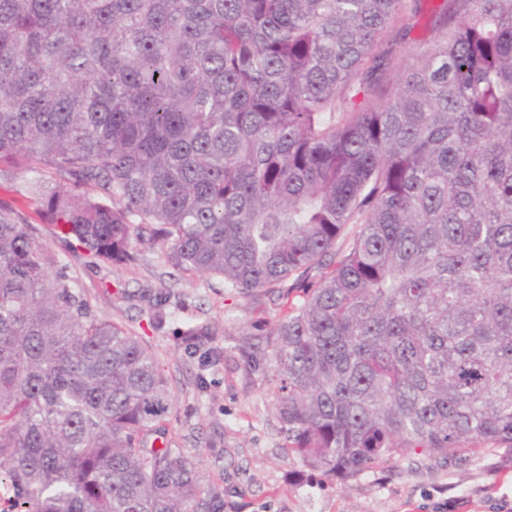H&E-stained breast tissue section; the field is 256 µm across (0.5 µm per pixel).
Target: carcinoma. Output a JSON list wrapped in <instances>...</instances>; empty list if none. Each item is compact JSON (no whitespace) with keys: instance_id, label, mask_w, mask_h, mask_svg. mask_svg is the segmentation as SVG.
<instances>
[{"instance_id":"carcinoma-1","label":"carcinoma","mask_w":512,"mask_h":512,"mask_svg":"<svg viewBox=\"0 0 512 512\" xmlns=\"http://www.w3.org/2000/svg\"><path fill=\"white\" fill-rule=\"evenodd\" d=\"M115 266L296 292L241 327L303 466L512 448V0H0V177ZM0 201V482L17 512H224L173 390ZM173 308L151 310L159 330ZM220 328L182 343L224 358ZM164 447H155L157 440ZM32 173H22L19 171H15L11 173L9 177V181H6L2 178L1 184L2 188H0V199L6 202H12V200L19 198L20 193H23L25 183L30 179Z\"/></svg>"}]
</instances>
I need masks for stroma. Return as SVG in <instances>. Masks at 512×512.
<instances>
[{
  "instance_id": "obj_1",
  "label": "stroma",
  "mask_w": 512,
  "mask_h": 512,
  "mask_svg": "<svg viewBox=\"0 0 512 512\" xmlns=\"http://www.w3.org/2000/svg\"><path fill=\"white\" fill-rule=\"evenodd\" d=\"M24 214L38 241L70 263L97 315L125 324L150 345L176 392L168 436L223 492L224 512H512V448L442 463L395 459L344 480L303 467L287 450L273 410L276 378L252 372L237 347L240 327L273 328L283 301L232 296L214 278L172 276L161 248L147 243L128 268L73 255L34 206ZM169 296L184 304L179 318L152 329L150 308ZM188 323L223 328L215 343L227 353L219 364L203 369L185 353L178 332Z\"/></svg>"
}]
</instances>
